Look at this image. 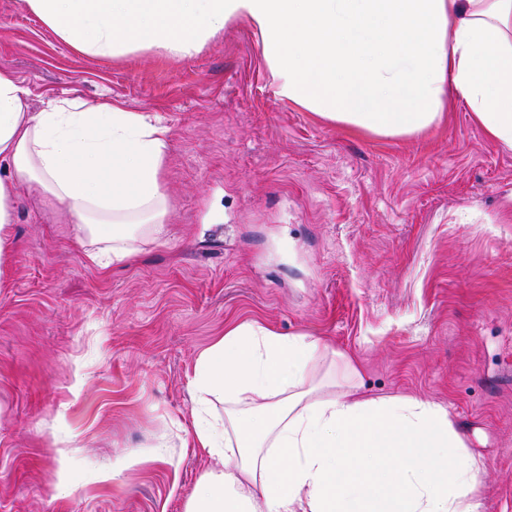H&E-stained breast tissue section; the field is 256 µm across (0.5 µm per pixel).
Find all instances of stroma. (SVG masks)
I'll use <instances>...</instances> for the list:
<instances>
[{"instance_id": "35a3bbf8", "label": "stroma", "mask_w": 512, "mask_h": 512, "mask_svg": "<svg viewBox=\"0 0 512 512\" xmlns=\"http://www.w3.org/2000/svg\"><path fill=\"white\" fill-rule=\"evenodd\" d=\"M0 69L49 99L170 130L164 239L100 270L69 213L15 203L0 263V512H184L220 460L194 448L201 353L226 328L306 333L370 396L447 406L512 512V147L463 103L414 135L327 121L279 93L256 28L198 51L91 56L0 0Z\"/></svg>"}]
</instances>
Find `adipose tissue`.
Wrapping results in <instances>:
<instances>
[{"instance_id":"1","label":"adipose tissue","mask_w":512,"mask_h":512,"mask_svg":"<svg viewBox=\"0 0 512 512\" xmlns=\"http://www.w3.org/2000/svg\"><path fill=\"white\" fill-rule=\"evenodd\" d=\"M65 42L110 56L143 44L189 53L234 18L259 30L279 92L320 117L380 136L419 132L446 95L512 147V0H23ZM0 71V260L25 192L65 207L76 238L123 262L131 225L166 234L160 173L169 130L103 104L51 99L41 111ZM320 339L257 324L225 330L201 356L197 388L222 400L228 438L197 429L219 458L185 512H480L482 466L443 404L365 397L344 354L315 376Z\"/></svg>"}]
</instances>
